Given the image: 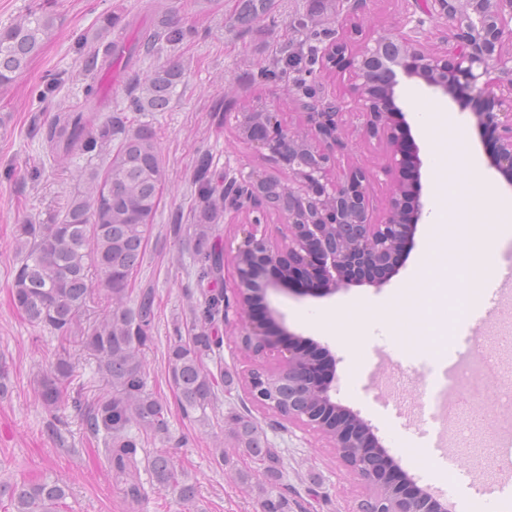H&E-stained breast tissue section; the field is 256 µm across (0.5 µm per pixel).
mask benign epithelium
I'll list each match as a JSON object with an SVG mask.
<instances>
[{
	"label": "benign epithelium",
	"mask_w": 512,
	"mask_h": 512,
	"mask_svg": "<svg viewBox=\"0 0 512 512\" xmlns=\"http://www.w3.org/2000/svg\"><path fill=\"white\" fill-rule=\"evenodd\" d=\"M438 23L457 31L455 52L422 42L417 27L387 31L354 41L338 37L316 52L325 68L351 67V99L317 103L302 133L282 127L279 114L244 112L242 139L288 169V183L255 171L237 177L224 170V211L273 210L288 227V242L277 244L249 225L234 263L238 300L224 301V324H242L240 341L255 357L275 355L278 367L264 379L288 377V423L325 437L339 460L366 486L370 512H447L448 504L409 477L368 423L336 401V358L326 348L298 349L304 338L284 326L267 301L271 290L297 297L324 298L354 287L380 288L398 272L415 246L423 221L418 147L406 112L396 102L399 78L422 82L442 96L469 92L487 109L475 112V126L493 131L485 148L487 166L512 188V0H415ZM496 85L500 94L491 95ZM360 120L362 133L385 138L388 166L395 175L394 196L384 219L369 217L368 175L358 168L333 172L344 148L342 117ZM234 316H229V313ZM305 403H300V400Z\"/></svg>",
	"instance_id": "benign-epithelium-1"
}]
</instances>
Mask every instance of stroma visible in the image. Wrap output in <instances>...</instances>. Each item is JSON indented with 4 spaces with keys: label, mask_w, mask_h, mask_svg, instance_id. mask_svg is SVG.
Masks as SVG:
<instances>
[{
    "label": "stroma",
    "mask_w": 512,
    "mask_h": 512,
    "mask_svg": "<svg viewBox=\"0 0 512 512\" xmlns=\"http://www.w3.org/2000/svg\"><path fill=\"white\" fill-rule=\"evenodd\" d=\"M158 2L198 34L177 50L190 68L170 108L148 116L157 131L166 183L137 275L139 281L153 285L157 294L152 340L142 358L147 388L167 403L169 412L168 434L150 440L149 446L172 453L178 472L195 484L197 497L194 504H185L176 494L154 486L145 473L141 481L146 495L133 507L104 462L100 444L87 433L81 413L70 407L62 410L60 437L49 433L51 418L37 403L35 380L54 359L58 340L16 310L11 287L18 261L17 226L60 210L78 186L85 165L77 154L66 168L54 166L41 140L31 132L33 120L50 119L59 107L83 99L88 82L74 79L73 74L82 67L100 17L118 15L116 34L130 42L153 23ZM236 4L237 0H58L62 26L13 85L0 90V370L5 373L0 381L7 388L0 397V480H62L68 495L60 512H260L256 490L238 481L239 472L255 470L256 465L227 437L225 419L233 413L257 422L271 448L283 458L284 483L294 512H356L367 497L366 488L319 434L288 424L252 402L245 378L257 360L238 344L239 326L221 329L223 362H206L208 368L220 365L235 376L231 391H219L206 420L183 415L168 378V340L175 327H189L190 308L200 298L191 254L170 235L168 219L174 211L190 209L191 175L198 158L207 154L215 164L234 171L276 173L284 179L286 169L239 138L240 111L246 105L267 107L281 112L291 130L302 132L307 127L305 113L291 101L292 78L272 61L293 48V22L306 14L309 0H272L269 15L247 29L236 21ZM361 17L363 38L379 30L406 31L415 23L426 45L442 50L453 47L451 27L425 16L411 0H365ZM59 73L68 74V81L50 86L52 76ZM343 134L348 147L340 163L369 172L372 220L380 222L394 190L386 145L365 139L358 121L350 116L344 119ZM256 218L271 239L281 240L287 232L277 215L268 212L258 217L248 210L217 226L226 255V298L234 296L232 257L242 240L241 227ZM424 246L425 233L417 231L416 247L406 265L383 288L364 286L325 298L272 292L268 300L283 315L287 329L327 346L335 355L338 400L373 428L419 486L434 493L447 488L454 467L492 486L502 473L492 450L499 433L512 428V410L491 407L489 400L498 381L512 378V351L502 352L497 376L479 379L476 393L486 400V407L465 408L448 424L444 465L428 454L423 422L397 418L380 402L381 389L369 381L379 348L390 354L395 365L385 388L404 385L403 396L408 400L419 398L424 377L435 365L436 355L422 346L412 319L417 284L411 275L423 258ZM320 314L327 317L321 332L311 326ZM352 320L364 321L366 328L359 348L349 352L340 346L336 330ZM314 481L320 485L316 497L309 492Z\"/></svg>",
    "instance_id": "stroma-1"
}]
</instances>
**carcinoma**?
<instances>
[{
  "label": "carcinoma",
  "instance_id": "carcinoma-1",
  "mask_svg": "<svg viewBox=\"0 0 512 512\" xmlns=\"http://www.w3.org/2000/svg\"><path fill=\"white\" fill-rule=\"evenodd\" d=\"M271 0H238L237 19L250 25L263 18ZM111 15L103 17L93 37L94 45L83 69L100 71L119 58ZM62 16L55 0H29L25 12L0 25V89L10 87L42 50ZM195 34L171 12L162 10L152 28L138 32L128 55L155 56L175 50ZM303 51L274 59L283 71H301ZM187 66L169 57L145 77L133 78L121 113L74 112L59 109L47 124L34 122L32 132L47 144L54 161L68 162L74 152L87 156L82 184L69 195L64 207L46 219L18 225L16 251L20 256L12 282V299L33 325L58 335L61 351L38 379L36 396L46 413H57L67 403L85 408L83 387L73 386L75 366L67 345L74 342L97 363L105 386L86 413L90 434L99 439L107 463L126 476L125 492L140 500L144 488L140 466L156 485L170 489L185 501L196 498L195 486L179 477L170 455L146 448L149 440L168 433L167 406L147 390L142 349L151 340L155 318L154 289L133 292L130 282L144 261L146 236L166 181L157 134L152 123L136 116L168 110ZM134 116H128V113ZM108 158L104 170L92 160ZM193 223L182 224L183 213L172 216L171 232L192 231L189 246L196 266L202 301L191 308V332L181 328L169 337L168 376L178 404L186 416L204 420L216 391L231 386L233 376L214 374L204 357L221 349L219 325L224 323V246L213 234L224 219V171L212 158L202 156L194 168ZM107 293L101 318L81 325V312L94 286ZM267 397L288 411V381L264 388ZM228 435L234 447L260 462L262 480L256 484L262 512H291L282 490L285 477L279 458L268 447L257 424L241 414L229 417ZM68 487L57 481L0 483V503L8 500L12 512H59Z\"/></svg>",
  "mask_w": 512,
  "mask_h": 512
}]
</instances>
